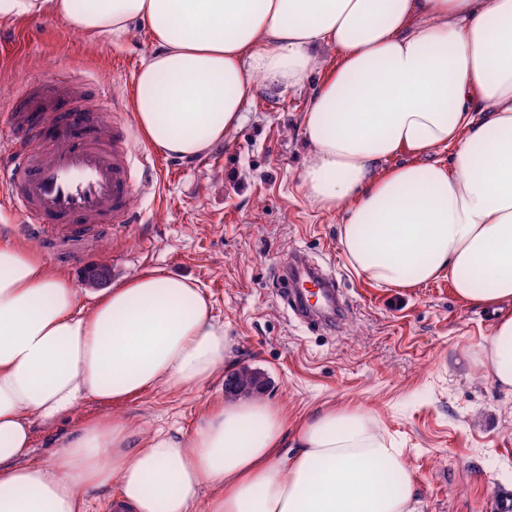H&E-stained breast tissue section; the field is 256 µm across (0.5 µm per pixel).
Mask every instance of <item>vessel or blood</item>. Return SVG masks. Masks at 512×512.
I'll use <instances>...</instances> for the list:
<instances>
[{"mask_svg": "<svg viewBox=\"0 0 512 512\" xmlns=\"http://www.w3.org/2000/svg\"><path fill=\"white\" fill-rule=\"evenodd\" d=\"M10 139L0 147V185L13 210L43 241L59 246L92 236L104 224H125L138 167L154 157L137 153L128 126L96 102L85 82L25 87L9 115ZM319 282L312 305L305 285ZM281 295L303 323L335 329L350 302L334 277L292 252L281 269Z\"/></svg>", "mask_w": 512, "mask_h": 512, "instance_id": "1", "label": "vessel or blood"}]
</instances>
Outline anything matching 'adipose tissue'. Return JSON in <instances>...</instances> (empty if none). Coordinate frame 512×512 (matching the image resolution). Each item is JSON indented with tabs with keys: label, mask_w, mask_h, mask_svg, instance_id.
<instances>
[{
	"label": "adipose tissue",
	"mask_w": 512,
	"mask_h": 512,
	"mask_svg": "<svg viewBox=\"0 0 512 512\" xmlns=\"http://www.w3.org/2000/svg\"><path fill=\"white\" fill-rule=\"evenodd\" d=\"M53 17L154 50L132 111L155 151L197 158L236 131L256 81L327 76L301 116V187L339 216L353 270L381 288L448 279L497 311L473 369L512 395V0H0V19ZM412 162L393 165L399 154ZM231 341L202 288L139 272L85 303L31 247L0 236V512H418L407 451L367 407L289 424L256 395L214 403L192 433L134 437L86 421L31 457L33 422L83 401L189 393L222 375ZM294 432L296 450L281 454Z\"/></svg>",
	"instance_id": "adipose-tissue-1"
}]
</instances>
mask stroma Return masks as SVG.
<instances>
[{"mask_svg": "<svg viewBox=\"0 0 512 512\" xmlns=\"http://www.w3.org/2000/svg\"><path fill=\"white\" fill-rule=\"evenodd\" d=\"M152 50L136 28L115 45L59 19L0 20V136L23 87L60 76L85 81L132 123L133 76ZM318 83L283 90L257 82L246 121L228 139L194 159L157 155L153 175L134 188L129 224L102 232L91 252L46 261L87 301L145 269L192 278L233 339L236 366L264 374L265 399L289 420L367 405L408 451L420 512H493L496 498L512 493V400L466 358L490 336L495 315L458 299L444 279L397 291L352 270L336 215L316 209L300 186L308 155L300 119ZM295 250L334 267L353 307L335 331L302 324L278 292ZM225 396L218 378L189 394L88 400L55 423L35 422L32 456L61 450L102 414L126 419L138 435L187 434Z\"/></svg>", "mask_w": 512, "mask_h": 512, "instance_id": "35a3bbf8", "label": "stroma"}]
</instances>
